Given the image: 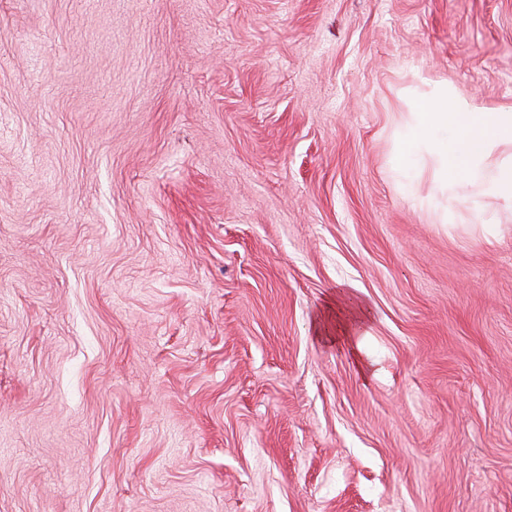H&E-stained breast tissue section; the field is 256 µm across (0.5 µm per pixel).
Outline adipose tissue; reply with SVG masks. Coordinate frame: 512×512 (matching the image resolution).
<instances>
[{
    "instance_id": "1",
    "label": "adipose tissue",
    "mask_w": 512,
    "mask_h": 512,
    "mask_svg": "<svg viewBox=\"0 0 512 512\" xmlns=\"http://www.w3.org/2000/svg\"><path fill=\"white\" fill-rule=\"evenodd\" d=\"M402 123L398 156L406 177L428 161L451 199H460L463 187L476 182L484 196L512 204V155L494 173L483 167L499 147L512 146V109L481 110L439 89L416 101Z\"/></svg>"
}]
</instances>
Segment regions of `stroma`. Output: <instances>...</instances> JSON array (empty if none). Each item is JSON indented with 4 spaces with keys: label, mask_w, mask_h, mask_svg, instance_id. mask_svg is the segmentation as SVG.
I'll return each instance as SVG.
<instances>
[{
    "label": "stroma",
    "mask_w": 512,
    "mask_h": 512,
    "mask_svg": "<svg viewBox=\"0 0 512 512\" xmlns=\"http://www.w3.org/2000/svg\"><path fill=\"white\" fill-rule=\"evenodd\" d=\"M436 86L512 108V0H0V512H512V212L403 187ZM336 317L340 319L336 334L347 337L366 319V310L350 292L340 291L336 294Z\"/></svg>",
    "instance_id": "obj_1"
}]
</instances>
